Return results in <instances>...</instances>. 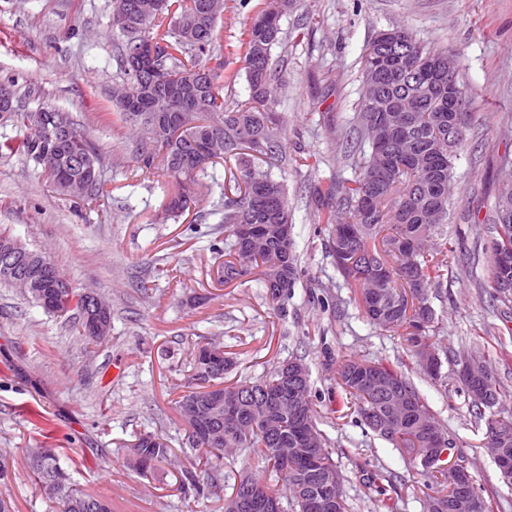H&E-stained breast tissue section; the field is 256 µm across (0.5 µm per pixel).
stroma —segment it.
Listing matches in <instances>:
<instances>
[{"instance_id":"obj_1","label":"stroma","mask_w":512,"mask_h":512,"mask_svg":"<svg viewBox=\"0 0 512 512\" xmlns=\"http://www.w3.org/2000/svg\"><path fill=\"white\" fill-rule=\"evenodd\" d=\"M264 3L226 0L229 70L241 67V34ZM111 17L112 0H0V81L14 82L20 108L47 105L82 125L102 156L104 191L92 203L57 194L41 165L10 152L24 131L0 123V225L29 248L48 252L74 287L99 293L112 307L109 341L91 345L66 319L0 285V460L7 470L0 495L14 501L15 512H50L24 460L26 449L41 443L58 450L77 488L109 498L113 512H224L241 476L267 474L240 452L205 495L181 484V469L203 464L182 443L174 403L192 388L194 347L213 338L234 361L231 383L256 380L288 359L307 365L318 426L333 443L349 512H381L384 468L398 476L395 512H426L418 460L337 412L343 356L393 363L406 351L398 333L369 324L351 301L328 253L329 234L317 222L314 191L353 179L344 151L362 93L359 57L378 31L402 24L464 65L474 132L456 164V221L448 233L464 253L488 244L476 207L494 196L500 159L512 154V0H296L282 17L288 90L275 110L289 155L309 160L281 173L303 269L284 317L254 278L222 284L214 275L220 257L211 246L224 235L223 164L195 172L205 198L177 218L165 212V179L128 177L136 157L125 130L112 123L117 38ZM444 289L433 307L437 342L448 350L442 365L448 385L423 373L414 381L456 442L448 466L467 464L475 483L491 493L493 512H512V486L499 479L456 365L473 342H484L492 373L512 391V361L499 354L503 346L512 351V316L492 308L485 268L449 267ZM149 432L167 435L177 467L164 464L144 476L125 458L123 443Z\"/></svg>"}]
</instances>
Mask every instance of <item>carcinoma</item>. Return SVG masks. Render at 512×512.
Masks as SVG:
<instances>
[{"label": "carcinoma", "instance_id": "1", "mask_svg": "<svg viewBox=\"0 0 512 512\" xmlns=\"http://www.w3.org/2000/svg\"><path fill=\"white\" fill-rule=\"evenodd\" d=\"M176 10L157 15L150 10L129 18L128 26H114L119 37L117 87L131 86L133 98L112 95V118L130 128L135 138L137 166L130 170L133 178H148L156 172L174 184L166 213L179 216L183 207L199 202V196L186 186L197 166L187 159L199 152L212 137L223 141L213 162H234L236 173L224 188V246L213 249L224 254V281L259 276L266 297L278 309L286 311L288 289L299 275V259L290 239L279 236L276 225L290 217L284 184L273 176V169L306 165V160L288 159L283 144V127L273 107L277 94L286 85L282 71L272 59V48L284 44L280 20L293 8L294 0H269L247 23L239 49L248 84V98L232 106L224 103L222 82H233L234 72L224 75L225 62L222 31L218 22L224 10L205 18V27L195 39L183 34L186 21L203 13L205 0H175ZM394 42L401 47L403 58L392 60L390 48L377 39L367 43L360 57L363 93L356 105L354 124L346 137L355 145L367 143L366 131L379 112L396 114L399 123L393 131L409 143V155L382 164L376 150L370 153L348 151L347 161L358 170L356 178L328 189L332 200L319 222L331 225L330 253L353 301L370 324L383 329H402L406 354L420 369H425L422 356H437L448 350L432 341L439 327L430 298L441 297L443 271L461 261L456 240L445 229L454 217V199L448 197V181L453 179L456 162L468 147L472 126L466 125L458 145L448 149V49L416 39L404 25L390 28ZM147 40L156 52L146 66L165 72L172 85L205 100L196 116V124L183 129L156 124L151 116L168 109L174 97L142 87L134 71L125 63V47L129 40ZM454 107L471 115V95L462 73L453 81ZM42 164L55 190L71 195L70 189L55 178L54 159L44 154L32 138L18 146ZM506 201V190L498 189L495 202L478 203L486 209L484 223L490 244L512 249V217L501 219L499 202ZM240 224H264L263 236L254 244L239 239ZM358 252L372 253L378 267L387 275L378 298L367 288L371 271L352 261ZM274 254L282 257V268L268 266ZM488 264L490 281L500 274L488 248L474 249L466 255V264L478 267ZM84 293L73 288L59 301L63 317L74 321V327L90 344H100L107 336L90 330V319L83 313ZM284 362L254 382L230 383L227 394L238 393L241 400L233 416L220 413L208 416L196 434H187L192 448L221 461L222 448L249 449L260 455L267 466L282 477L289 495L281 512H311L309 500L314 482L307 475L304 459L307 448H315L334 479L338 497L336 510L347 512L343 477L332 459V443L319 429L312 400H307L297 416L275 405H267L269 396L287 392ZM196 390L175 401V410L194 400L203 401L208 388L224 383V370L208 365L192 354L189 361ZM490 391L494 404L488 406L473 397L477 385ZM336 385L341 389V402L353 410L365 426L398 448L413 451L430 449L429 458L420 460L423 472L434 478L426 504L448 506L450 490L448 469L441 466L440 454L456 448L447 429L432 413L427 397L401 369L382 361L347 357L341 361ZM462 390L470 414L484 424L488 446L505 449L512 455V411L504 408L506 389L491 374L462 380ZM405 397L410 407L387 429L382 416L395 397ZM126 456L143 470L169 461L174 454L168 438L159 433H146L123 445ZM30 469L37 475L51 512H112L111 501L103 496L83 493L72 483L69 470L60 464L55 448L28 449ZM182 486L202 495L205 488L196 472L181 471Z\"/></svg>", "mask_w": 512, "mask_h": 512}]
</instances>
